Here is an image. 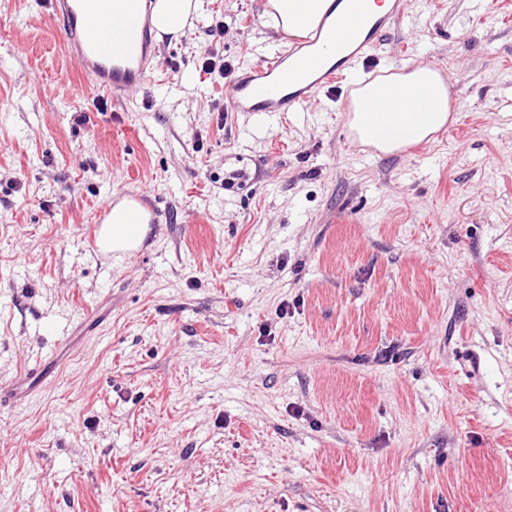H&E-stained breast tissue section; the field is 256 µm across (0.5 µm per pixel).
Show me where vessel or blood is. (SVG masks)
I'll return each instance as SVG.
<instances>
[{"label":"vessel or blood","mask_w":512,"mask_h":512,"mask_svg":"<svg viewBox=\"0 0 512 512\" xmlns=\"http://www.w3.org/2000/svg\"><path fill=\"white\" fill-rule=\"evenodd\" d=\"M63 22L64 44L70 57L81 66L94 94L116 97L143 88L151 79L145 67L156 49V29L139 0H48ZM393 10L365 22L361 35L350 48L339 53L337 62L325 63L326 54L336 52V40L321 29L309 31L303 45L282 48L266 64L248 68L234 78L224 95L228 112H261L273 117L281 112H308L323 91L347 81L351 70H369L379 60L384 37L392 22L400 18Z\"/></svg>","instance_id":"1"}]
</instances>
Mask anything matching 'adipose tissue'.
I'll return each instance as SVG.
<instances>
[{
    "mask_svg": "<svg viewBox=\"0 0 512 512\" xmlns=\"http://www.w3.org/2000/svg\"><path fill=\"white\" fill-rule=\"evenodd\" d=\"M335 6L341 23L335 35L340 42L362 29L364 16H379L391 7L390 0H266L263 14L273 29L285 37L305 33L321 19L328 6ZM199 0H156L152 22L162 34L183 35ZM450 121L448 87L433 66L412 61L398 73L361 84L356 90L350 125L362 144L393 155L404 147L430 140ZM149 213L140 204L126 200L117 204L102 232L112 243L115 257L138 250L149 231Z\"/></svg>",
    "mask_w": 512,
    "mask_h": 512,
    "instance_id": "1",
    "label": "adipose tissue"
}]
</instances>
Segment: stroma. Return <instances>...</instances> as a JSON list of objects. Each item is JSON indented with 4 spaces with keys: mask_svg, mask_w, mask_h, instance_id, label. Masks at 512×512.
<instances>
[{
    "mask_svg": "<svg viewBox=\"0 0 512 512\" xmlns=\"http://www.w3.org/2000/svg\"><path fill=\"white\" fill-rule=\"evenodd\" d=\"M263 3L202 0L100 109L43 0H0V512H512V0H408L384 53L451 120L396 155L345 85L225 111L282 46ZM116 191L153 221L102 265Z\"/></svg>",
    "mask_w": 512,
    "mask_h": 512,
    "instance_id": "obj_1",
    "label": "stroma"
}]
</instances>
